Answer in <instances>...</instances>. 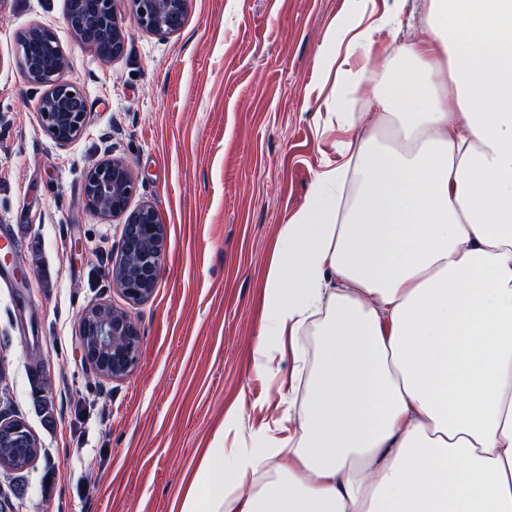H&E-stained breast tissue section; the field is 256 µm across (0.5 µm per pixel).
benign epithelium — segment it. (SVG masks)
<instances>
[{
	"mask_svg": "<svg viewBox=\"0 0 512 512\" xmlns=\"http://www.w3.org/2000/svg\"><path fill=\"white\" fill-rule=\"evenodd\" d=\"M188 0H130L136 24L148 32L168 36L183 25ZM67 23L85 47L112 40V58L124 50L125 34L119 25L114 0H67ZM35 38L25 70L27 81L43 87V76H53L41 98L38 119L61 147L77 139L87 124V105L82 94L65 78L66 60L53 31L42 25L27 30ZM136 190L132 165L106 160L85 177V207L103 218H119L123 228L119 258L112 265L113 284L135 302L154 291L165 254L164 224L150 204L130 208ZM79 345L95 371L114 380L129 376L137 364L141 337L130 314L109 305L93 307L80 320Z\"/></svg>",
	"mask_w": 512,
	"mask_h": 512,
	"instance_id": "obj_1",
	"label": "benign epithelium"
}]
</instances>
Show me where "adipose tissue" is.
Returning <instances> with one entry per match:
<instances>
[{
	"instance_id": "obj_1",
	"label": "adipose tissue",
	"mask_w": 512,
	"mask_h": 512,
	"mask_svg": "<svg viewBox=\"0 0 512 512\" xmlns=\"http://www.w3.org/2000/svg\"><path fill=\"white\" fill-rule=\"evenodd\" d=\"M381 65L266 277L256 365L318 337L305 400L245 448L228 414L171 512H512V0H428Z\"/></svg>"
}]
</instances>
